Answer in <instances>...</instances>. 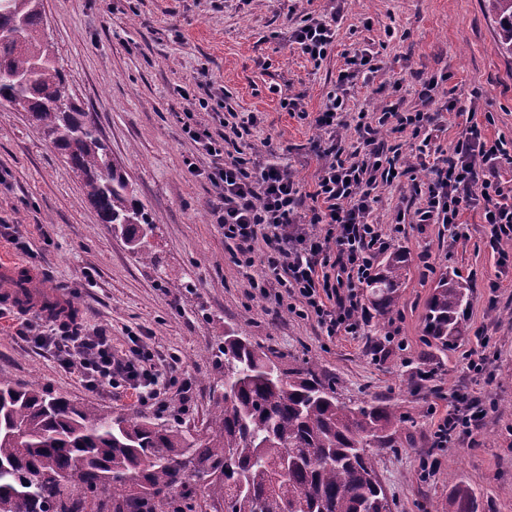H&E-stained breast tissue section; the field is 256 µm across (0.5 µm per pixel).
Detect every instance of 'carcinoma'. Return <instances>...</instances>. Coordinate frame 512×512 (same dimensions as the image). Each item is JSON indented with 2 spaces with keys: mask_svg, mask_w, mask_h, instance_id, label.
<instances>
[{
  "mask_svg": "<svg viewBox=\"0 0 512 512\" xmlns=\"http://www.w3.org/2000/svg\"><path fill=\"white\" fill-rule=\"evenodd\" d=\"M498 50L512 57V0H486ZM0 103L30 121L81 179L103 224L144 260L149 213L70 94L46 35L42 0H0ZM407 259L392 253L366 287L387 320L398 311ZM468 286L439 279L425 335L461 336ZM233 331L215 354L222 375L205 427L193 432L0 376V512H183L198 497L214 512H391L375 459L394 447L400 417L346 402L336 381L304 360ZM441 512H475L458 487Z\"/></svg>",
  "mask_w": 512,
  "mask_h": 512,
  "instance_id": "1",
  "label": "carcinoma"
}]
</instances>
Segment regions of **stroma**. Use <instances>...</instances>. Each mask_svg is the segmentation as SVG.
<instances>
[{
	"instance_id": "1",
	"label": "stroma",
	"mask_w": 512,
	"mask_h": 512,
	"mask_svg": "<svg viewBox=\"0 0 512 512\" xmlns=\"http://www.w3.org/2000/svg\"><path fill=\"white\" fill-rule=\"evenodd\" d=\"M46 32L70 93L97 123L112 159L152 215L153 262H142L101 223L81 180L26 113L0 104V219L21 225L32 252L0 238V265L31 272L57 287L76 312V325L107 329L115 351L131 340L162 359L178 357L159 386L172 422L202 429L220 374L214 354L226 329L283 353L287 363L315 358L342 383L344 400H378L402 417L396 445L377 459L392 512H438L456 486L468 488L478 512H512V274L500 277L478 210H467L461 238L439 224H407L392 247L409 260L392 322L373 316L360 336L327 337L312 319L274 312L247 294V280L213 224L211 192L184 164L192 147L182 135V90L206 81L210 94L261 121L303 191L313 189L319 159L309 144L312 117L355 48L383 52L385 77L399 81L406 105L423 78L446 77L448 96L468 105L482 91L491 113L488 138L512 140V59L497 49L483 0H44ZM336 20V46L313 68L289 36L299 12ZM394 38H387L386 28ZM301 98L303 115L281 105L282 90ZM457 275L470 288L465 333L449 347L425 336L427 303L439 278ZM500 280L491 289L492 280ZM23 312L0 321V375L39 382L49 391L134 413L133 398L89 392L14 334ZM396 333L385 354L374 347ZM484 357L482 373L468 369ZM427 376L420 391L408 379ZM191 379L190 398L178 385ZM479 396L487 415L472 436L433 449L454 396Z\"/></svg>"
}]
</instances>
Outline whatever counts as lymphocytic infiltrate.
I'll return each instance as SVG.
<instances>
[{
	"label": "lymphocytic infiltrate",
	"mask_w": 512,
	"mask_h": 512,
	"mask_svg": "<svg viewBox=\"0 0 512 512\" xmlns=\"http://www.w3.org/2000/svg\"><path fill=\"white\" fill-rule=\"evenodd\" d=\"M290 39L317 67L332 50L336 31L323 16L306 12ZM382 68L379 53L372 50L358 49L348 56L346 69L339 72L315 118L320 136L311 150L321 166L307 195L279 163L273 145L261 150L253 143L254 114L214 111L201 97L181 119L193 147L185 161L187 171L211 187V215L224 231V245L235 265L248 273L249 296L298 318L316 319L330 337L359 335L370 322L357 286L372 277L377 254L387 251L392 240L390 231L372 218L376 192L417 169L428 170L430 177L413 184L414 207L398 210L396 223L439 224L456 237L464 210H480L499 267L512 266V184L496 174L498 162L512 165V145L486 137L473 102L461 137L450 149L432 147L436 107H453L447 89L435 78L423 81L419 107L407 109L402 100H384L373 110L359 111L356 123H349L350 86L358 76L369 77ZM202 110L209 112L210 123L199 120ZM349 126L359 136L350 152L340 135ZM389 132L408 136L413 161H403L401 144L385 138ZM15 334L36 347L55 350L60 364L89 391L119 390L140 406L168 409L160 398L159 366L145 347L118 353L107 330L87 333L66 327L55 335L40 331L31 320L20 323ZM485 417L480 398L457 395L436 432V447L472 434Z\"/></svg>",
	"instance_id": "f902f5d3"
}]
</instances>
